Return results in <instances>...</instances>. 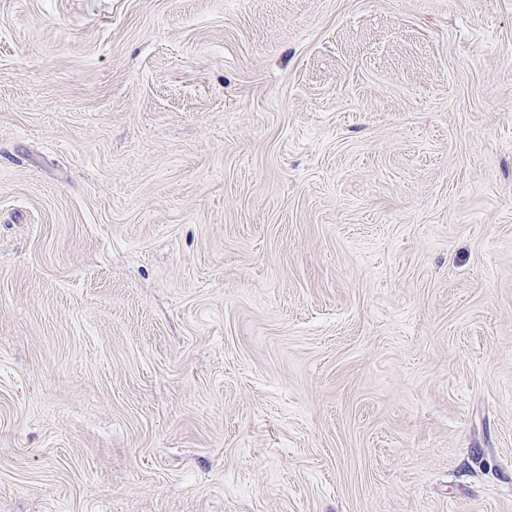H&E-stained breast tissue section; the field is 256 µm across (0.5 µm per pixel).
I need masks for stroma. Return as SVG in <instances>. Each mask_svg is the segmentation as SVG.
Wrapping results in <instances>:
<instances>
[{
    "label": "stroma",
    "mask_w": 512,
    "mask_h": 512,
    "mask_svg": "<svg viewBox=\"0 0 512 512\" xmlns=\"http://www.w3.org/2000/svg\"><path fill=\"white\" fill-rule=\"evenodd\" d=\"M0 512H512V0H0Z\"/></svg>",
    "instance_id": "1"
}]
</instances>
